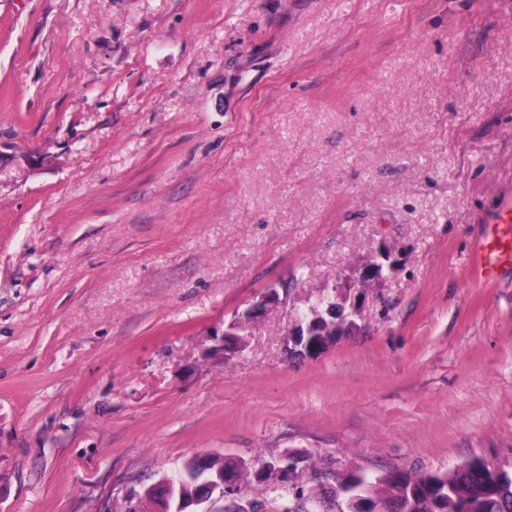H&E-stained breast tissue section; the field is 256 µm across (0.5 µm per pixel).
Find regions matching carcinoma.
Segmentation results:
<instances>
[{
  "instance_id": "obj_1",
  "label": "carcinoma",
  "mask_w": 512,
  "mask_h": 512,
  "mask_svg": "<svg viewBox=\"0 0 512 512\" xmlns=\"http://www.w3.org/2000/svg\"><path fill=\"white\" fill-rule=\"evenodd\" d=\"M299 497L308 512H358L364 497L384 512H512V467L472 458L443 473L377 475L354 466L332 471L324 485L302 484Z\"/></svg>"
}]
</instances>
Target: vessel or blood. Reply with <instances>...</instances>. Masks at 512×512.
Segmentation results:
<instances>
[{
    "label": "vessel or blood",
    "instance_id": "obj_1",
    "mask_svg": "<svg viewBox=\"0 0 512 512\" xmlns=\"http://www.w3.org/2000/svg\"><path fill=\"white\" fill-rule=\"evenodd\" d=\"M476 262L480 279L487 282L496 280L503 268H512V202L503 204L486 224Z\"/></svg>",
    "mask_w": 512,
    "mask_h": 512
}]
</instances>
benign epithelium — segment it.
I'll return each mask as SVG.
<instances>
[{
    "label": "benign epithelium",
    "instance_id": "benign-epithelium-1",
    "mask_svg": "<svg viewBox=\"0 0 512 512\" xmlns=\"http://www.w3.org/2000/svg\"><path fill=\"white\" fill-rule=\"evenodd\" d=\"M380 271L381 265L373 263L364 269L357 280L347 284L348 291H342L341 285L336 284L333 286V294L320 297L308 308L298 312L295 327L288 339L287 354L291 357L317 354L336 337L354 329V316L358 313V306L349 302L351 290L356 288L360 292L363 291ZM278 303L279 293L276 289L269 288L259 301L236 316L224 329V353L240 351L243 343L241 331L264 310ZM302 460L303 455L293 450L280 455L275 461L273 474L282 495H288V491L296 484V477L303 470ZM216 474L217 482L210 483L208 490L201 495L182 496V478L179 471L158 481L152 486V490L154 496L161 499L166 506L176 503L174 512H192L191 507L210 501L212 493L226 499L240 492L238 481L227 479L224 470L218 468Z\"/></svg>",
    "mask_w": 512,
    "mask_h": 512
}]
</instances>
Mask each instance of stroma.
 <instances>
[{"mask_svg": "<svg viewBox=\"0 0 512 512\" xmlns=\"http://www.w3.org/2000/svg\"><path fill=\"white\" fill-rule=\"evenodd\" d=\"M508 201L512 0H0V512L205 454L511 465L512 272H473ZM379 264H371L364 269L357 280L345 285L335 284L333 295L320 297L308 308L297 313L293 331L289 334L287 354L290 357L310 356L320 353L336 336H343L356 327L352 317L358 313L355 299L350 303L347 311L346 304L351 298V290L357 288L356 295H360L363 288H368L371 281L380 273ZM341 288H348L346 293ZM332 323L331 335L323 330L324 324ZM301 336H305L301 341ZM313 336V337H309ZM278 303H280L279 293L275 288H268L259 301L245 309L241 314H238V316L229 323L227 328H224V354L240 351L243 343L240 332L264 310Z\"/></svg>", "mask_w": 512, "mask_h": 512, "instance_id": "obj_1", "label": "stroma"}]
</instances>
